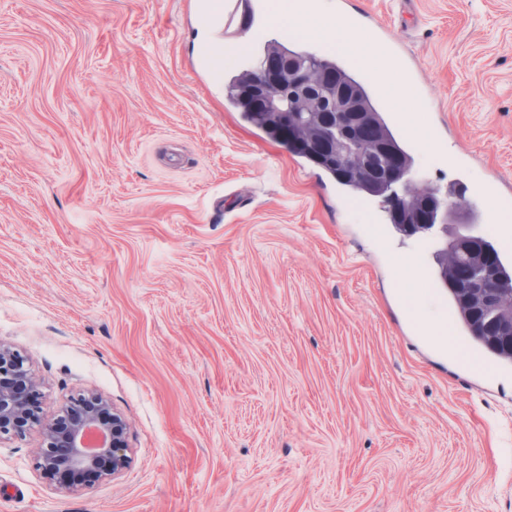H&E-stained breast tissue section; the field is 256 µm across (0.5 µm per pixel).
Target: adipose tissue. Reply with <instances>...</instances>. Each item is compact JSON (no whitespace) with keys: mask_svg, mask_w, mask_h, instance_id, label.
Masks as SVG:
<instances>
[{"mask_svg":"<svg viewBox=\"0 0 512 512\" xmlns=\"http://www.w3.org/2000/svg\"><path fill=\"white\" fill-rule=\"evenodd\" d=\"M267 16L272 28L291 33L299 40L321 38L330 52L347 57L352 65L359 68L373 66L384 75L379 86L385 99L394 103L401 98V91L388 78L393 71L391 61L383 56L377 45L361 43L358 34L352 32L345 21L328 20L304 0H271Z\"/></svg>","mask_w":512,"mask_h":512,"instance_id":"adipose-tissue-1","label":"adipose tissue"}]
</instances>
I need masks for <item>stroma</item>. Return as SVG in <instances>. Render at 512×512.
Listing matches in <instances>:
<instances>
[{"label":"stroma","instance_id":"obj_1","mask_svg":"<svg viewBox=\"0 0 512 512\" xmlns=\"http://www.w3.org/2000/svg\"><path fill=\"white\" fill-rule=\"evenodd\" d=\"M0 0V342L44 419L87 393L126 420L128 465L65 490L39 428L0 439V512H512V364L485 371L437 280L440 229L406 236L232 107L268 41L265 0ZM363 14L419 145L474 234L512 258V0H323ZM225 57L212 55L213 48ZM469 353L435 346L404 305Z\"/></svg>","mask_w":512,"mask_h":512}]
</instances>
